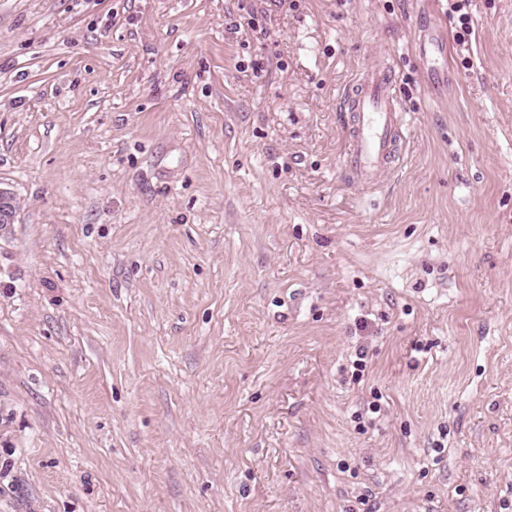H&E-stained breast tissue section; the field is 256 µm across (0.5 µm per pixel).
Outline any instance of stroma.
<instances>
[{
	"label": "stroma",
	"instance_id": "stroma-1",
	"mask_svg": "<svg viewBox=\"0 0 512 512\" xmlns=\"http://www.w3.org/2000/svg\"><path fill=\"white\" fill-rule=\"evenodd\" d=\"M447 9L0 0V512H512V0ZM452 2L448 11V17L453 21L456 28L457 41L461 44L466 42V37L471 34L470 17L468 13L462 12L468 0H449ZM417 48L420 55H426L427 48H433L443 58L450 54L447 37L435 25L427 26L420 31ZM393 63L361 69L342 94L348 181L364 192L382 186L405 142L408 111L399 97Z\"/></svg>",
	"mask_w": 512,
	"mask_h": 512
}]
</instances>
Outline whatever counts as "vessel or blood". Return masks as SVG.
Listing matches in <instances>:
<instances>
[{"instance_id": "b4317fda", "label": "vessel or blood", "mask_w": 512, "mask_h": 512, "mask_svg": "<svg viewBox=\"0 0 512 512\" xmlns=\"http://www.w3.org/2000/svg\"><path fill=\"white\" fill-rule=\"evenodd\" d=\"M417 48L434 49L442 57L450 53L447 37L434 25L420 31ZM398 83L393 63L367 66L342 94L343 168L349 182L365 192L381 187L405 142L407 109Z\"/></svg>"}]
</instances>
